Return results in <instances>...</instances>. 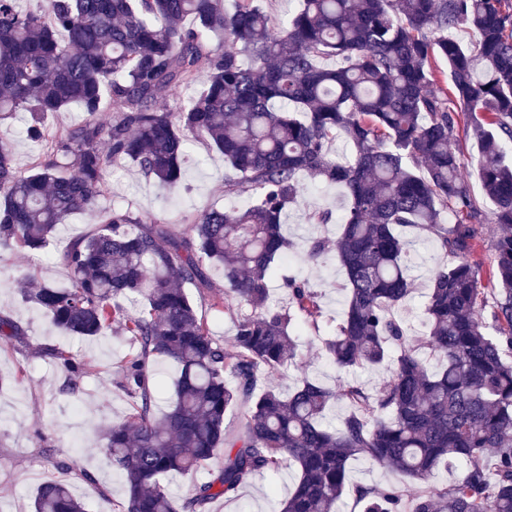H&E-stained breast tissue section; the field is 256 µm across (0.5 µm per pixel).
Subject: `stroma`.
Here are the masks:
<instances>
[{
	"mask_svg": "<svg viewBox=\"0 0 512 512\" xmlns=\"http://www.w3.org/2000/svg\"><path fill=\"white\" fill-rule=\"evenodd\" d=\"M189 147L202 163L186 165L178 188L163 189L145 179L133 164L126 163L108 170L107 191L99 201L100 207L120 208L156 221L179 236L186 229V216L210 207L241 208L250 202V193L226 192L224 183L233 172L221 153L194 139ZM347 205L346 197L336 186L307 177L296 203L288 208L283 233L294 242L295 251L287 270L307 279L321 293L323 316L318 328L299 327L295 362L275 380L281 391L293 389L304 375L331 389L353 378L371 391L384 376L377 369H359L348 375L322 356L321 342L335 335L344 308L343 295L337 288L342 275L337 263L314 265L303 255L309 238L336 236ZM315 211L329 212L330 223H312L309 216ZM91 221V216L83 214L68 217L57 238L40 256L22 252L0 255V316L9 317L22 330L21 335L0 339V376L9 380L7 386L0 388V512H31L37 488L61 476L65 465L71 468L68 476L73 493L88 503L90 512H121L126 499L124 481L103 451L102 431L121 420L132 406L118 385V366L129 351L128 341L114 329L100 338L67 336L43 311L24 302L17 291V282L22 278L36 284H68L69 273L57 256L69 240L85 232ZM411 247L419 258L411 270L412 294L399 315L409 334L416 335L423 330L430 272L447 263L449 256L429 242L415 240ZM52 347L66 348L84 365L76 393L66 391L67 372L44 357V350ZM458 472L455 466L443 468L419 481L359 457L349 464L350 489L338 512H365L356 492L360 486L395 491L407 508L420 492L452 485ZM296 476V471L289 469L275 478L253 479L233 498L214 500L209 512H276L279 501L293 488Z\"/></svg>",
	"mask_w": 512,
	"mask_h": 512,
	"instance_id": "1",
	"label": "stroma"
}]
</instances>
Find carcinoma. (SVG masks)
I'll use <instances>...</instances> for the list:
<instances>
[{"label": "carcinoma", "instance_id": "cac0c4a2", "mask_svg": "<svg viewBox=\"0 0 512 512\" xmlns=\"http://www.w3.org/2000/svg\"><path fill=\"white\" fill-rule=\"evenodd\" d=\"M462 26L475 36L471 51L454 36ZM328 57L338 64H319ZM439 58L446 90L435 87ZM195 85L196 95L157 106ZM72 105L85 114L80 124L44 126V115ZM19 112L41 152L20 175L0 138V252L43 249L71 214L97 216L58 256L70 287L21 280L18 290L67 334L96 338L116 325L133 344L119 365L132 410L103 433L126 484L123 512H207L254 477L291 467L297 479L279 512H335L355 457L416 480L464 462L451 487L422 493L413 512H512V159L502 148L512 143V0H299L284 26L258 0H237L231 12L224 0H43L38 10L0 0V121ZM461 114L478 145L488 216L461 175ZM338 135L351 148L342 162L328 151ZM190 136L224 155L237 175L228 191H253L254 204L204 209L178 237L99 209L112 164L131 162L176 188ZM303 176L349 199L336 238L312 239L305 260H338L344 310L322 350L338 369L385 368L372 392L306 377L287 394L267 384L296 356L295 320L314 325L322 313L321 294L295 276L282 278L289 306L270 304L291 247L283 216ZM485 222L499 230L483 281L469 256L473 224ZM407 230L452 256L432 270L419 336L398 316L412 292ZM211 266L223 268V286ZM189 286L224 305L233 350L198 316ZM488 294L486 322L478 311ZM44 355L71 373L75 392L71 353ZM161 357L179 376L175 402L158 417L151 366ZM241 401L248 424L228 444L224 419ZM335 401L348 413L331 428ZM221 451L218 475L177 503L165 477ZM357 493L365 512H399L393 491ZM33 509L88 512L66 479L41 484Z\"/></svg>", "mask_w": 512, "mask_h": 512}]
</instances>
